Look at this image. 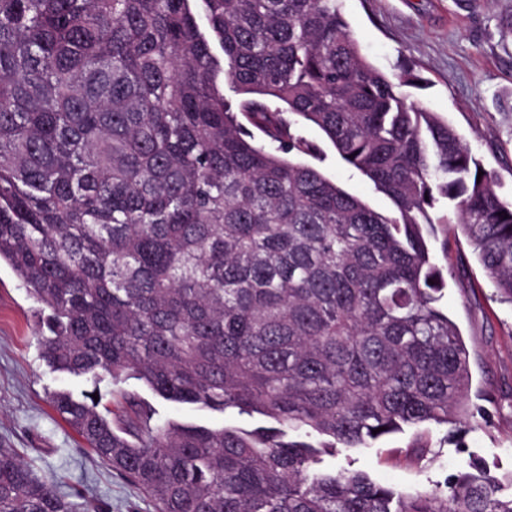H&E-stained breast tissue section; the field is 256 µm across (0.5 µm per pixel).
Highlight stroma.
<instances>
[{
    "label": "stroma",
    "instance_id": "stroma-1",
    "mask_svg": "<svg viewBox=\"0 0 512 512\" xmlns=\"http://www.w3.org/2000/svg\"><path fill=\"white\" fill-rule=\"evenodd\" d=\"M353 34L372 65L393 82L405 71L420 86L403 85L407 100L437 113L454 127L482 168L497 181L501 197L512 200V0L473 7L471 0H343ZM302 134L320 144L324 173L373 209L388 213L390 200L349 167L326 143L321 131L303 126ZM445 279L440 305L458 325L469 351L468 402L472 427L446 433L423 425L386 436L368 448H348L322 457L326 469L346 467L368 473L377 483L410 492L427 481L468 471L482 460L512 494V306L497 300L479 261L456 229L439 232L431 243ZM47 327L8 265H0V448L14 449L58 492L81 494L105 512H154L149 501L85 448L79 435L54 412L48 392L74 395L95 390L112 404V380L53 371L39 356L38 341ZM137 392L154 409V420L209 428L253 430L270 426L254 414L200 408L167 401L136 380ZM435 452L425 472L400 456L417 432Z\"/></svg>",
    "mask_w": 512,
    "mask_h": 512
}]
</instances>
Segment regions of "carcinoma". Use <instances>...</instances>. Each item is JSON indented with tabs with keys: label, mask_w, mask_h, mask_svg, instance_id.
<instances>
[{
	"label": "carcinoma",
	"mask_w": 512,
	"mask_h": 512,
	"mask_svg": "<svg viewBox=\"0 0 512 512\" xmlns=\"http://www.w3.org/2000/svg\"><path fill=\"white\" fill-rule=\"evenodd\" d=\"M341 2L0 0V262L49 310L42 360L112 378L111 409L49 403L155 512H512L480 465L412 493L319 468L469 416L436 225L458 226L512 305V201L368 62ZM301 123L393 212L311 163ZM130 378L278 427L158 425ZM302 429L329 442L287 438ZM402 453L434 461L425 443ZM0 512L79 505L0 448Z\"/></svg>",
	"instance_id": "cac0c4a2"
}]
</instances>
